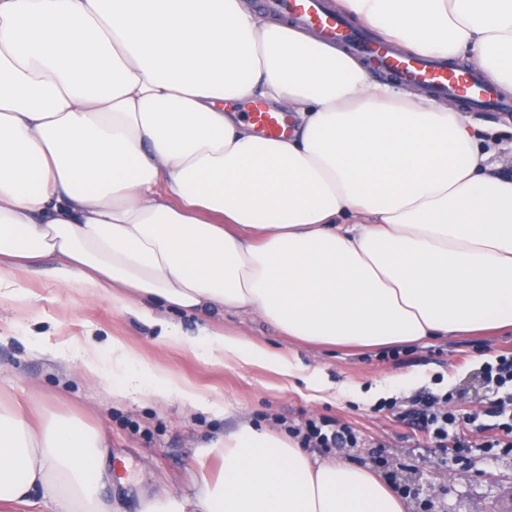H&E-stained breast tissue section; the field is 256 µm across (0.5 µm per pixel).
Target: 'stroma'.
Segmentation results:
<instances>
[{
	"label": "stroma",
	"instance_id": "obj_1",
	"mask_svg": "<svg viewBox=\"0 0 512 512\" xmlns=\"http://www.w3.org/2000/svg\"><path fill=\"white\" fill-rule=\"evenodd\" d=\"M54 259L24 280L39 296L32 304L0 307V403L21 401L34 410L77 421L105 435L109 461L122 480L106 497L111 512H138L142 500L188 491L198 470L217 474L210 444L249 424L292 435L308 421L326 420L356 436L353 447L309 448L313 458L342 454L383 475L408 505L407 512H504L512 503V415L497 414V390L483 369L512 355V332L493 340L461 336L378 349H330L299 343L248 311L212 316L211 325L244 333L294 364L320 371L323 390L312 399L307 383L258 365L207 363L189 349L158 340L154 329L107 300L90 303L52 276ZM49 343L92 333L115 337L144 361L159 364L207 395L220 411H203L149 394L113 397L110 389L80 378L71 363L30 352L22 337ZM447 396L460 417L439 441L418 425L417 401ZM500 440L487 447L489 437Z\"/></svg>",
	"mask_w": 512,
	"mask_h": 512
}]
</instances>
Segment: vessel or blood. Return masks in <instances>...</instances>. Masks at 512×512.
<instances>
[{"mask_svg": "<svg viewBox=\"0 0 512 512\" xmlns=\"http://www.w3.org/2000/svg\"><path fill=\"white\" fill-rule=\"evenodd\" d=\"M276 6L327 37L347 42L349 50L369 57L378 67L401 79L460 99L473 107L512 109V97L485 83L479 74L451 69L430 59L412 58L385 47L365 44L355 29L324 9L322 0H277ZM248 118L272 138L281 137L288 126L285 113L272 112L259 106L249 112Z\"/></svg>", "mask_w": 512, "mask_h": 512, "instance_id": "1", "label": "vessel or blood"}]
</instances>
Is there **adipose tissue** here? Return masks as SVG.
<instances>
[{"label":"adipose tissue","instance_id":"obj_1","mask_svg":"<svg viewBox=\"0 0 512 512\" xmlns=\"http://www.w3.org/2000/svg\"><path fill=\"white\" fill-rule=\"evenodd\" d=\"M398 48L466 59L512 91V0H340ZM291 114L271 138L225 108ZM489 125L410 97L248 0H0V307L54 257L56 281L112 300L207 362L292 375L284 356L164 317L247 310L287 336L383 347L512 328V177ZM56 356L113 396L216 399L121 341ZM106 439L0 405V512L37 492L109 512ZM218 478L141 512H406L380 475L318 463L274 431L225 435Z\"/></svg>","mask_w":512,"mask_h":512}]
</instances>
